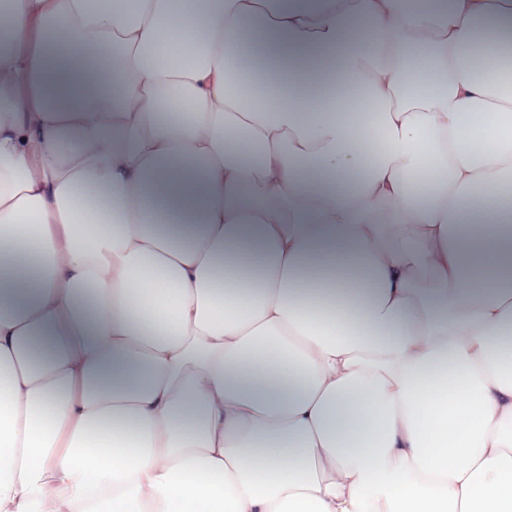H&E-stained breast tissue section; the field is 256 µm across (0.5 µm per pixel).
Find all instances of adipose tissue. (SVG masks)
<instances>
[{"instance_id":"obj_1","label":"adipose tissue","mask_w":512,"mask_h":512,"mask_svg":"<svg viewBox=\"0 0 512 512\" xmlns=\"http://www.w3.org/2000/svg\"><path fill=\"white\" fill-rule=\"evenodd\" d=\"M261 10L0 0V512H512V0Z\"/></svg>"}]
</instances>
